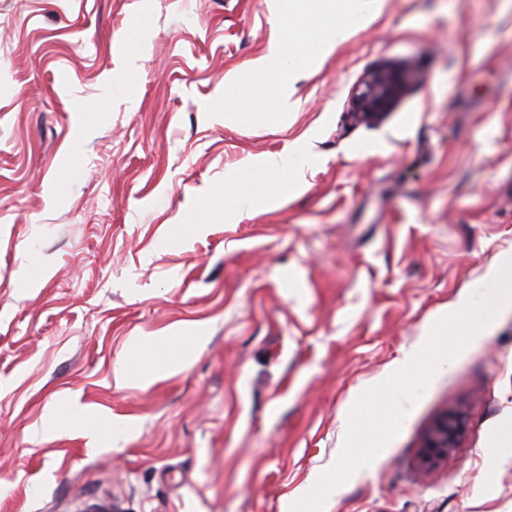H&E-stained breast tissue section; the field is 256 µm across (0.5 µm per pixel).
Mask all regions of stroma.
<instances>
[{"instance_id":"obj_1","label":"stroma","mask_w":512,"mask_h":512,"mask_svg":"<svg viewBox=\"0 0 512 512\" xmlns=\"http://www.w3.org/2000/svg\"><path fill=\"white\" fill-rule=\"evenodd\" d=\"M276 30L267 0H0V512H289L512 258V0H376L291 74L284 126L246 76ZM387 62L419 79L357 122ZM299 147L302 187L225 223V176ZM164 336L198 342L137 381ZM450 410L465 436L419 473ZM507 427L512 304L324 512H512ZM415 72L407 63H384L369 71L356 87L351 114L362 123H380L408 92Z\"/></svg>"}]
</instances>
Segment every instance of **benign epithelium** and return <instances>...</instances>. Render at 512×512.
<instances>
[{
    "mask_svg": "<svg viewBox=\"0 0 512 512\" xmlns=\"http://www.w3.org/2000/svg\"><path fill=\"white\" fill-rule=\"evenodd\" d=\"M415 72L407 63H384L369 71L356 87L351 107L353 117L362 123H380L408 92ZM465 431L464 415L450 412L429 429L421 447L419 466L427 472L458 447Z\"/></svg>",
    "mask_w": 512,
    "mask_h": 512,
    "instance_id": "1",
    "label": "benign epithelium"
}]
</instances>
